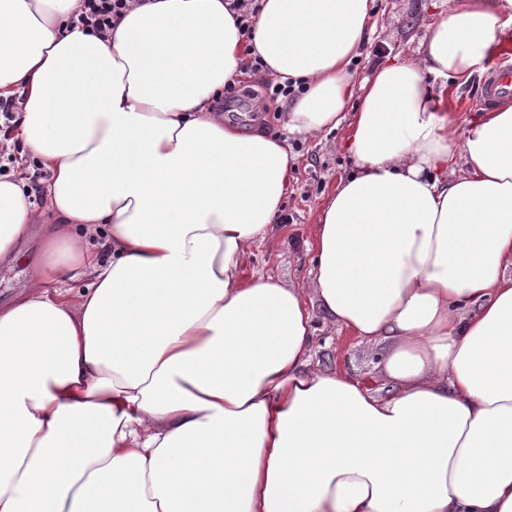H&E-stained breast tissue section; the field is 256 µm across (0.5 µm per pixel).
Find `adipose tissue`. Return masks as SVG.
Instances as JSON below:
<instances>
[{"label": "adipose tissue", "instance_id": "ef3b65f1", "mask_svg": "<svg viewBox=\"0 0 512 512\" xmlns=\"http://www.w3.org/2000/svg\"><path fill=\"white\" fill-rule=\"evenodd\" d=\"M73 5L0 0V94H27L56 222L0 309V512H512V105L460 132L433 86L484 71L512 0H463L358 87L370 0H259L248 38L225 0H147L105 40ZM256 56L304 87L288 128L348 127L307 290L239 272L297 162L211 109ZM34 222L0 178V261ZM319 316L381 346L388 389L312 368ZM202 449L223 471L177 497Z\"/></svg>", "mask_w": 512, "mask_h": 512}]
</instances>
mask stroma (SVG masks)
Returning a JSON list of instances; mask_svg holds the SVG:
<instances>
[{
    "instance_id": "obj_1",
    "label": "stroma",
    "mask_w": 512,
    "mask_h": 512,
    "mask_svg": "<svg viewBox=\"0 0 512 512\" xmlns=\"http://www.w3.org/2000/svg\"><path fill=\"white\" fill-rule=\"evenodd\" d=\"M458 0H372L376 21L366 35L365 51L354 63L358 77L370 75L377 62L394 56L416 55L418 37L423 28L439 14L448 12ZM264 74H248L237 81L232 93L237 110L236 120L244 128L258 127L286 140L298 157L292 190L283 207L286 222L277 224L273 233L256 241L240 263L243 278L258 274L277 277L302 286L311 280L310 244L319 210L325 197L336 187L352 163L341 151L343 130H325L316 136L289 133L283 122L279 102L268 103L266 111L251 108V94ZM36 216L32 232L13 247L14 257L0 265V307L12 303L18 284L28 280L36 266L45 234L54 219L47 211L45 194L31 196ZM312 364L315 369L332 373L349 372L363 385L379 389L385 384L378 362L380 351L358 345L349 333L337 330L324 319H316Z\"/></svg>"
}]
</instances>
